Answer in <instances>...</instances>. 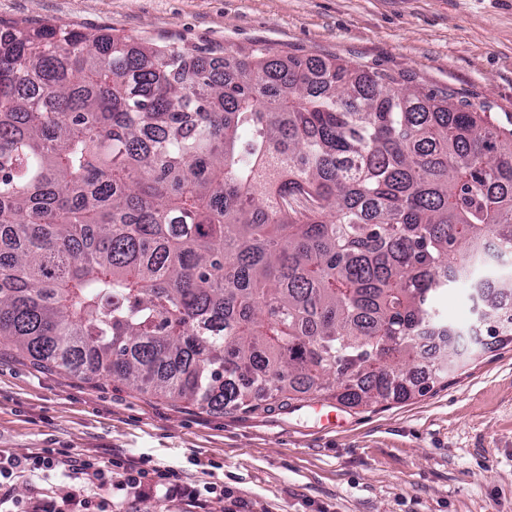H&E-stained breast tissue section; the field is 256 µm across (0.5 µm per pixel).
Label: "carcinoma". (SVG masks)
<instances>
[{
	"label": "carcinoma",
	"instance_id": "carcinoma-1",
	"mask_svg": "<svg viewBox=\"0 0 512 512\" xmlns=\"http://www.w3.org/2000/svg\"><path fill=\"white\" fill-rule=\"evenodd\" d=\"M512 341V128L339 60L0 23V337L212 409L406 399ZM469 286L466 283H456L448 287V294L441 304L442 311L448 321L458 327L468 328L474 322L471 314V301L469 299Z\"/></svg>",
	"mask_w": 512,
	"mask_h": 512
}]
</instances>
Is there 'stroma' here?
<instances>
[{
	"instance_id": "obj_1",
	"label": "stroma",
	"mask_w": 512,
	"mask_h": 512,
	"mask_svg": "<svg viewBox=\"0 0 512 512\" xmlns=\"http://www.w3.org/2000/svg\"><path fill=\"white\" fill-rule=\"evenodd\" d=\"M0 22L337 58L512 122V0H0ZM43 448L175 471L180 495L136 512H512V344L404 401L315 393L242 412L43 369L0 338V450ZM207 482L223 496L191 498ZM70 484L14 479V508L61 502Z\"/></svg>"
}]
</instances>
